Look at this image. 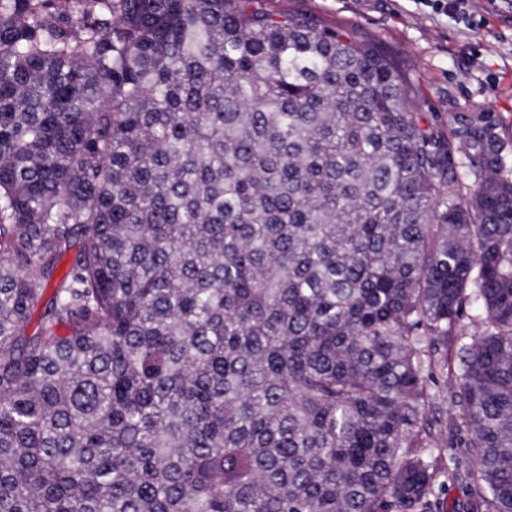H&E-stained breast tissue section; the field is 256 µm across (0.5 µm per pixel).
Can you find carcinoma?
I'll use <instances>...</instances> for the list:
<instances>
[{"label":"carcinoma","instance_id":"cac0c4a2","mask_svg":"<svg viewBox=\"0 0 512 512\" xmlns=\"http://www.w3.org/2000/svg\"><path fill=\"white\" fill-rule=\"evenodd\" d=\"M505 149L297 11L0 0V512H414L450 336L512 512Z\"/></svg>","mask_w":512,"mask_h":512}]
</instances>
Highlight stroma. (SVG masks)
I'll use <instances>...</instances> for the list:
<instances>
[{"instance_id": "stroma-1", "label": "stroma", "mask_w": 512, "mask_h": 512, "mask_svg": "<svg viewBox=\"0 0 512 512\" xmlns=\"http://www.w3.org/2000/svg\"><path fill=\"white\" fill-rule=\"evenodd\" d=\"M270 11L294 10L323 23L356 27L397 61L413 91L416 109L443 130L459 128L463 114L492 115L497 132L512 144V11L493 10L487 27L471 31L453 18L429 14L413 0H259ZM461 337L448 339L438 385L429 387L430 413L446 417L448 385L458 371ZM435 477L415 512H462L475 488L451 481L463 465L444 448L424 451Z\"/></svg>"}]
</instances>
